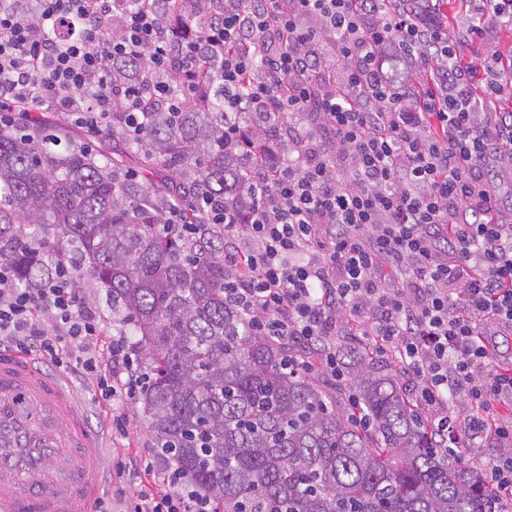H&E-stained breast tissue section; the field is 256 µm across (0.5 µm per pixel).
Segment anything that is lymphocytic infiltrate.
<instances>
[{"label": "lymphocytic infiltrate", "mask_w": 512, "mask_h": 512, "mask_svg": "<svg viewBox=\"0 0 512 512\" xmlns=\"http://www.w3.org/2000/svg\"><path fill=\"white\" fill-rule=\"evenodd\" d=\"M36 12L30 21L0 0V128L26 135L36 110L92 130L117 116L140 144L149 112L207 94L203 57L220 58L229 131L248 113L265 134L288 132L276 177L253 173L245 221L222 219L230 296L266 335L322 342V367L339 382L348 365L331 337L341 316L353 317L410 379L445 447L495 439L483 477L512 493V420L498 417L512 403V363L496 361L497 336H512V224L499 219L511 204L495 189L512 181V116L480 105L512 89V72L481 29L468 31L477 49L464 60L439 19L382 16L374 0H224L191 38L169 30L150 0L120 11L114 0H37ZM66 15L82 20L80 35L52 38ZM325 44L334 61L318 55ZM136 51L148 56L150 92L108 86L113 60ZM298 114L312 118L311 131L293 124ZM74 278L67 261L44 287L19 288L1 258L0 346L95 379L100 396L134 399L142 374L129 339L100 343L104 316ZM460 396L469 412L453 427ZM141 464L154 481L128 512H212L159 449Z\"/></svg>", "instance_id": "obj_1"}]
</instances>
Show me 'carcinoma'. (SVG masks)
<instances>
[{
  "label": "carcinoma",
  "instance_id": "cac0c4a2",
  "mask_svg": "<svg viewBox=\"0 0 512 512\" xmlns=\"http://www.w3.org/2000/svg\"><path fill=\"white\" fill-rule=\"evenodd\" d=\"M163 19L193 33L207 21L180 0ZM80 30L64 17L54 36ZM146 62L117 61L112 82ZM217 66H203L212 90L179 119L151 117L140 165L175 174L163 191L128 179L122 153L100 165L58 133L0 129V257L16 265L17 287L47 281L65 255L106 289L121 331L138 337L156 447L216 512H512L480 473L448 459L369 349L347 347V385L324 390L224 294V226L208 223L200 197L237 215L252 195L242 141L224 132ZM171 204L187 230L164 226Z\"/></svg>",
  "mask_w": 512,
  "mask_h": 512
}]
</instances>
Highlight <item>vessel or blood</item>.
Segmentation results:
<instances>
[{"instance_id":"1","label":"vessel or blood","mask_w":512,"mask_h":512,"mask_svg":"<svg viewBox=\"0 0 512 512\" xmlns=\"http://www.w3.org/2000/svg\"><path fill=\"white\" fill-rule=\"evenodd\" d=\"M99 439L57 375L0 354V512H90Z\"/></svg>"}]
</instances>
